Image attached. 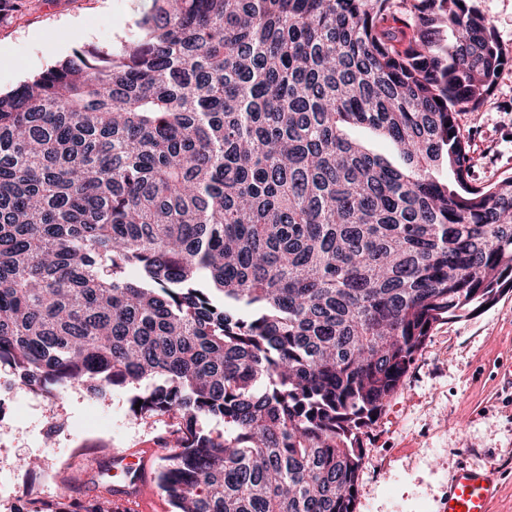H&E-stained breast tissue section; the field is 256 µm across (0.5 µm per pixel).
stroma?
Returning <instances> with one entry per match:
<instances>
[{
  "mask_svg": "<svg viewBox=\"0 0 512 512\" xmlns=\"http://www.w3.org/2000/svg\"><path fill=\"white\" fill-rule=\"evenodd\" d=\"M493 26L509 58L489 96L457 116L470 140L473 184L512 177V0H468ZM151 0H20L0 18V92L63 60L76 43L109 47L127 39ZM0 512L28 499L50 501L59 483L76 498L94 494L98 466L113 450L145 460L147 504L130 512H172L154 477L156 449L170 422L130 417L127 396H90L73 386L53 399L21 388L0 369ZM356 512H442L463 463L493 464L500 481L490 512H512V290L474 314L434 324L398 393L366 438ZM36 461L34 471L20 459Z\"/></svg>",
  "mask_w": 512,
  "mask_h": 512,
  "instance_id": "35a3bbf8",
  "label": "stroma"
}]
</instances>
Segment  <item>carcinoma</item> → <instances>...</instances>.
Listing matches in <instances>:
<instances>
[{
    "instance_id": "carcinoma-1",
    "label": "carcinoma",
    "mask_w": 512,
    "mask_h": 512,
    "mask_svg": "<svg viewBox=\"0 0 512 512\" xmlns=\"http://www.w3.org/2000/svg\"><path fill=\"white\" fill-rule=\"evenodd\" d=\"M466 2L152 0L0 93V367L174 419V512H355L432 325L512 289V177L472 185L457 123L508 59ZM352 133L368 149L387 158L393 166L400 167L403 165L404 162L400 154L369 129L355 128Z\"/></svg>"
}]
</instances>
